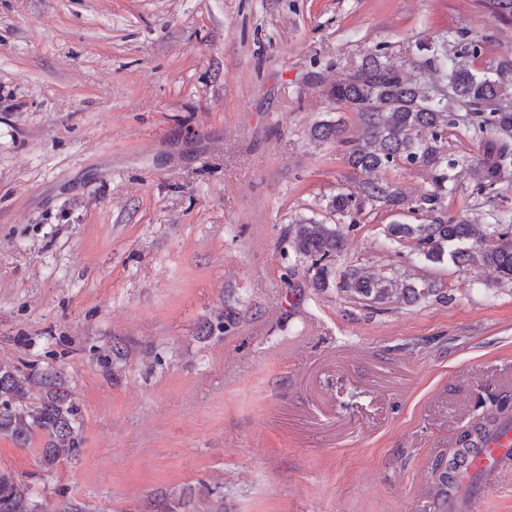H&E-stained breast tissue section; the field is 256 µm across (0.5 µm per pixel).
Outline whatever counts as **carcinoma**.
Listing matches in <instances>:
<instances>
[{
	"mask_svg": "<svg viewBox=\"0 0 512 512\" xmlns=\"http://www.w3.org/2000/svg\"><path fill=\"white\" fill-rule=\"evenodd\" d=\"M453 43L456 51L451 54L443 46L441 51L415 61L419 69L435 67L442 72L451 95L434 97V86L412 79L376 52L330 90L336 104L358 115L361 134L348 137L339 118L314 126L310 137L345 146L347 163L362 171L408 163L433 172V189L424 193L419 203L420 209L434 215L431 223L391 224L390 238L416 242L421 254L432 262L443 259L445 248L454 244L450 257L456 264L462 266L479 259L501 277L512 280V215L504 213L494 224H469L440 214L451 180V163L445 151L448 128L463 125L480 140V189L493 188L505 173L512 171V104L508 102L512 60H503L493 77L480 75L460 64L458 58H479L487 52L483 42L459 30ZM368 204L396 209L404 199L389 183L366 182L360 195L339 192L331 197L328 207L340 216H349L362 213ZM288 235L296 253L310 259L311 268L315 269L313 286L329 287L333 261L345 247L346 235L340 225L302 222L292 225ZM342 281L349 291L374 301L397 296L420 302L437 292L432 282L401 287L354 265L343 271ZM35 388L40 396L32 403L31 392ZM484 429L483 425L473 428L470 440L460 443L461 449L448 461L435 465L441 494L448 495V487L456 482L463 451L478 447ZM37 434L44 438L40 448L44 469L49 471L60 461L79 456L83 438L78 409L62 391L57 373L26 372L1 360L0 438L26 448ZM0 512H37L28 487L3 469Z\"/></svg>",
	"mask_w": 512,
	"mask_h": 512,
	"instance_id": "cac0c4a2",
	"label": "carcinoma"
}]
</instances>
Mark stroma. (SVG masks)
<instances>
[{
	"mask_svg": "<svg viewBox=\"0 0 512 512\" xmlns=\"http://www.w3.org/2000/svg\"><path fill=\"white\" fill-rule=\"evenodd\" d=\"M459 30L490 43L473 70L512 52L483 0H0V96L23 104L0 110V360L57 372L83 433L50 471L42 437L0 438L38 512H160L171 490L185 512H435L436 461L512 419V281L388 238L427 223L431 171L362 172L309 132L359 135L328 91L367 54L411 76ZM446 145V213L512 212V180L479 191L473 134ZM366 181L405 205L357 215L313 287L286 231ZM349 265L439 290L365 300Z\"/></svg>",
	"mask_w": 512,
	"mask_h": 512,
	"instance_id": "35a3bbf8",
	"label": "stroma"
}]
</instances>
